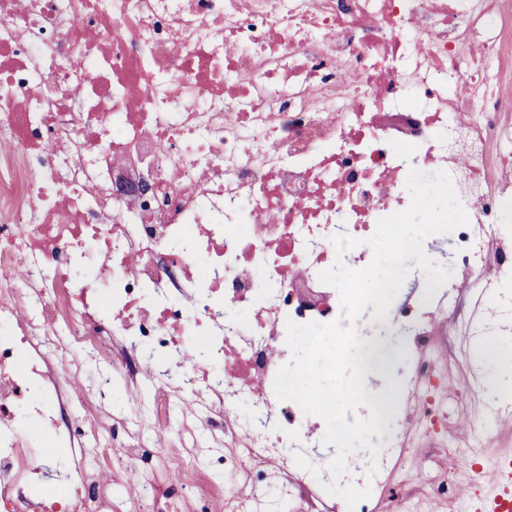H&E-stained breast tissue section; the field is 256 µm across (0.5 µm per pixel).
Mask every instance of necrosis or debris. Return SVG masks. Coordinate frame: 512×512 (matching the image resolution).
<instances>
[{"label": "necrosis or debris", "mask_w": 512, "mask_h": 512, "mask_svg": "<svg viewBox=\"0 0 512 512\" xmlns=\"http://www.w3.org/2000/svg\"><path fill=\"white\" fill-rule=\"evenodd\" d=\"M0 142V512L111 505L114 425L60 423L89 402L88 354L99 396L123 371L128 418L164 430L183 410L180 446L220 429L228 473L275 461L305 512H374L328 494L309 415L275 395L286 323L342 320L319 279L332 238L367 266L413 168L447 172L467 212L456 287L512 271V0H0ZM128 174L147 192H121ZM400 380L447 425L429 365ZM401 445L391 432L353 478L379 491Z\"/></svg>", "instance_id": "necrosis-or-debris-1"}]
</instances>
